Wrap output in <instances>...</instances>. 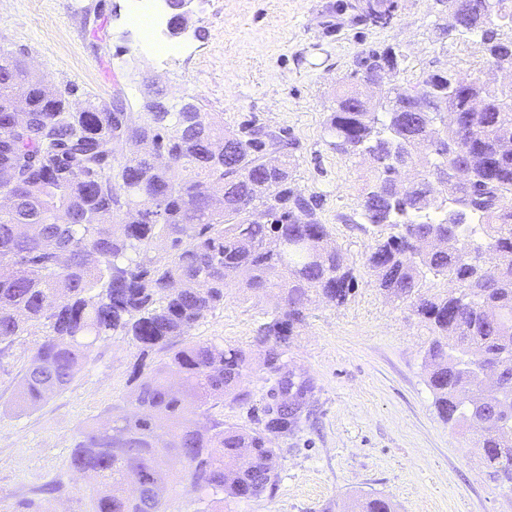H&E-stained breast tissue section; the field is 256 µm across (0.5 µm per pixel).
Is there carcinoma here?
<instances>
[{
	"label": "carcinoma",
	"mask_w": 512,
	"mask_h": 512,
	"mask_svg": "<svg viewBox=\"0 0 512 512\" xmlns=\"http://www.w3.org/2000/svg\"><path fill=\"white\" fill-rule=\"evenodd\" d=\"M397 0H363L360 17L387 26ZM456 32L479 37L486 68L435 71L411 85L396 81L406 55L398 46L355 59L354 74L383 87L375 112L348 84L336 93L325 131L329 148L368 163L359 216L375 231L368 267L377 288L410 301L432 335L428 357L434 404L451 429L477 436L490 478L512 477V97L496 90L495 72L512 68V0H448ZM72 90L49 88L23 58L0 49V128L24 103L28 125L0 137V343L39 336L15 406L36 408L63 391L95 343L114 336L165 358L131 375L132 410L83 428L70 466L93 479L91 512H167L175 451L183 478L198 492L194 512H224L273 487L272 437L301 415L282 406L264 426L226 423L214 409L240 391L249 366L244 350L215 339L174 341L224 306L230 281L251 292L279 288L280 310L260 325L254 343L274 387L291 397L312 390L284 372L271 336H294L317 295L344 304L356 277L330 246L317 204L293 184L294 143L280 132L244 123L231 134L205 112H183L155 99L142 106L131 139L116 131L130 113L88 101L71 112ZM487 106L475 112L472 102ZM447 111L431 130L428 112ZM425 142L401 160L390 142ZM129 149L123 161L118 152ZM286 151L275 168L269 151ZM409 185L392 186L402 166ZM470 165L481 181L467 189L454 170ZM264 184V193L257 191ZM466 220L442 247L448 204ZM451 288L423 296L428 276ZM499 365L493 383L479 377ZM171 429L160 445L156 430ZM152 488L128 491L138 476ZM384 499L361 497L344 512H389Z\"/></svg>",
	"instance_id": "carcinoma-1"
}]
</instances>
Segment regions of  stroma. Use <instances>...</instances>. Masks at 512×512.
I'll list each match as a JSON object with an SVG mask.
<instances>
[{"label":"stroma","mask_w":512,"mask_h":512,"mask_svg":"<svg viewBox=\"0 0 512 512\" xmlns=\"http://www.w3.org/2000/svg\"><path fill=\"white\" fill-rule=\"evenodd\" d=\"M355 0H196L175 55L143 54L127 0H0V47L23 54L55 88L77 101L124 96L132 112L149 99H194L225 130L255 121L296 144V187L314 197L329 238L357 277L349 300L313 299L284 355L310 380V412L275 437L273 490L239 512H339L359 496L392 501L395 512H512V492L491 481L472 440L450 429L433 404L425 350L429 329L406 302L375 287L366 267L374 243L355 224L366 167L325 144L336 90L358 54L397 45L401 82L435 69L484 65L474 38H439L442 0H398L390 25L360 20ZM280 292L228 289L224 306L190 332L254 354V336ZM33 337L0 354V512L34 500L43 512H91L89 481L70 467L74 440L88 423L127 406L139 349L115 336L96 343L63 392L21 411L14 399ZM273 381L255 359L244 383L248 403L225 402V421L260 426ZM54 493H45L46 484Z\"/></svg>","instance_id":"obj_1"}]
</instances>
